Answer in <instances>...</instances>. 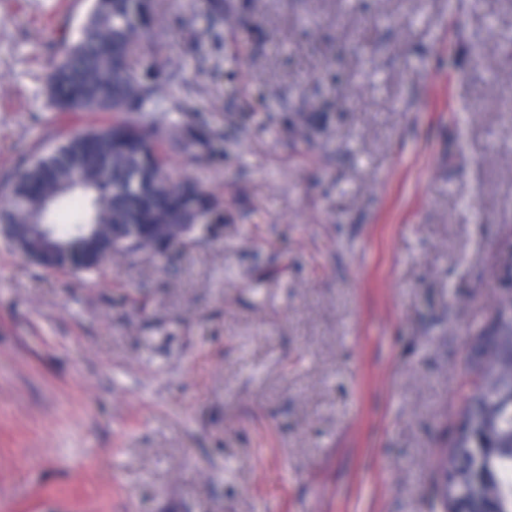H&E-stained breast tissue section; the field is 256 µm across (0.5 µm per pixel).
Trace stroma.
Returning <instances> with one entry per match:
<instances>
[{
  "mask_svg": "<svg viewBox=\"0 0 512 512\" xmlns=\"http://www.w3.org/2000/svg\"><path fill=\"white\" fill-rule=\"evenodd\" d=\"M228 2L156 0L141 49L166 123L235 128L167 158L223 223L91 275L0 240V512H433L512 257V0ZM90 4L0 0V173L111 121L48 106Z\"/></svg>",
  "mask_w": 512,
  "mask_h": 512,
  "instance_id": "1",
  "label": "stroma"
}]
</instances>
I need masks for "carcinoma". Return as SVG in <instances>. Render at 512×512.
Listing matches in <instances>:
<instances>
[{"label": "carcinoma", "instance_id": "cac0c4a2", "mask_svg": "<svg viewBox=\"0 0 512 512\" xmlns=\"http://www.w3.org/2000/svg\"><path fill=\"white\" fill-rule=\"evenodd\" d=\"M155 14V0H92L76 38L56 47L50 107L121 118L67 131L52 151L23 158L3 176L10 197L0 205V234L38 263L93 273L108 244L114 256L163 259L197 218L222 219L223 202L167 167L168 150L207 159L224 135L196 115L172 126L163 121L162 84L176 74L144 64L140 55L155 34ZM288 125L310 138L312 124L302 114L289 116ZM42 224L54 229L55 240L43 238ZM133 234L136 242L120 244ZM499 288L475 333L478 383L436 459L448 476L440 501L462 503L469 512H481L489 500L498 512H512V260Z\"/></svg>", "mask_w": 512, "mask_h": 512}]
</instances>
